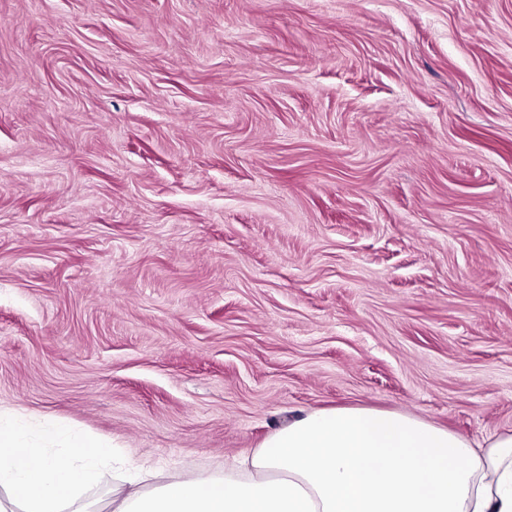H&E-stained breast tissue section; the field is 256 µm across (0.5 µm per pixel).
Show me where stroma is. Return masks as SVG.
Masks as SVG:
<instances>
[{"label":"stroma","instance_id":"1","mask_svg":"<svg viewBox=\"0 0 512 512\" xmlns=\"http://www.w3.org/2000/svg\"><path fill=\"white\" fill-rule=\"evenodd\" d=\"M339 405L512 431V0H0V410L100 507Z\"/></svg>","mask_w":512,"mask_h":512}]
</instances>
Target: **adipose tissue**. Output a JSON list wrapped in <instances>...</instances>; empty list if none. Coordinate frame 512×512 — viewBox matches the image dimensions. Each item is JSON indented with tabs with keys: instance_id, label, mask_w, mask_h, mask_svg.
Masks as SVG:
<instances>
[{
	"instance_id": "ef3b65f1",
	"label": "adipose tissue",
	"mask_w": 512,
	"mask_h": 512,
	"mask_svg": "<svg viewBox=\"0 0 512 512\" xmlns=\"http://www.w3.org/2000/svg\"><path fill=\"white\" fill-rule=\"evenodd\" d=\"M63 447L72 459L60 466ZM112 465L106 444L0 413V512H89L80 496ZM109 512H512V432L483 446L400 413L332 407L273 431L224 476L141 467Z\"/></svg>"
}]
</instances>
